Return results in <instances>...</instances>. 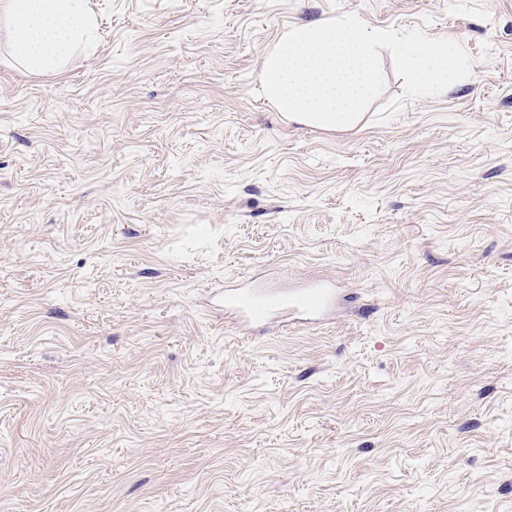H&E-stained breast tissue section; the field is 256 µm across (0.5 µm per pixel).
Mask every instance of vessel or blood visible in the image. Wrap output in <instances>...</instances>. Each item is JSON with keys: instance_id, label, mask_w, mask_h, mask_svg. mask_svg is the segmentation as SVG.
<instances>
[{"instance_id": "vessel-or-blood-1", "label": "vessel or blood", "mask_w": 512, "mask_h": 512, "mask_svg": "<svg viewBox=\"0 0 512 512\" xmlns=\"http://www.w3.org/2000/svg\"><path fill=\"white\" fill-rule=\"evenodd\" d=\"M335 300L336 290L327 284L288 293L247 286L225 291L224 317L242 329L266 324L275 315L315 321L334 306Z\"/></svg>"}]
</instances>
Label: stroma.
I'll use <instances>...</instances> for the list:
<instances>
[{
	"label": "stroma",
	"mask_w": 512,
	"mask_h": 512,
	"mask_svg": "<svg viewBox=\"0 0 512 512\" xmlns=\"http://www.w3.org/2000/svg\"><path fill=\"white\" fill-rule=\"evenodd\" d=\"M91 48L0 23V512H512V0H88ZM354 14L472 74L340 129L257 96ZM335 281L243 339L239 275Z\"/></svg>",
	"instance_id": "35a3bbf8"
}]
</instances>
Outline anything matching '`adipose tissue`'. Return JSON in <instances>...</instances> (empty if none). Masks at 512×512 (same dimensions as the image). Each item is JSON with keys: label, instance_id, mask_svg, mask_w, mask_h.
<instances>
[{"label": "adipose tissue", "instance_id": "adipose-tissue-1", "mask_svg": "<svg viewBox=\"0 0 512 512\" xmlns=\"http://www.w3.org/2000/svg\"><path fill=\"white\" fill-rule=\"evenodd\" d=\"M0 17L13 58L31 72L56 70L95 37L87 0H0Z\"/></svg>", "mask_w": 512, "mask_h": 512}]
</instances>
